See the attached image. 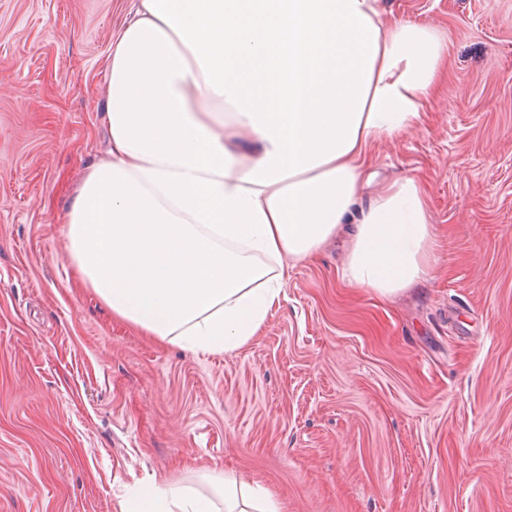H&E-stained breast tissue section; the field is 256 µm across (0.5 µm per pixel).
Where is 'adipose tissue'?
<instances>
[{
	"label": "adipose tissue",
	"instance_id": "1",
	"mask_svg": "<svg viewBox=\"0 0 512 512\" xmlns=\"http://www.w3.org/2000/svg\"><path fill=\"white\" fill-rule=\"evenodd\" d=\"M107 68V150L62 221L72 266L114 317L194 354L240 349L289 267L344 231L348 284L391 298L426 278L424 183L361 189L369 146L417 130L444 82L433 28L380 0H134ZM119 509L280 505L228 473L212 497L166 480Z\"/></svg>",
	"mask_w": 512,
	"mask_h": 512
}]
</instances>
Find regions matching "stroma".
Segmentation results:
<instances>
[{"label": "stroma", "instance_id": "obj_1", "mask_svg": "<svg viewBox=\"0 0 512 512\" xmlns=\"http://www.w3.org/2000/svg\"><path fill=\"white\" fill-rule=\"evenodd\" d=\"M447 44L418 131L374 184L426 181L430 277L341 280L339 236L289 268L246 346L194 355L79 287L60 216L103 156L130 0H0V512H118L133 486L232 472L284 512H512V0H382Z\"/></svg>", "mask_w": 512, "mask_h": 512}]
</instances>
